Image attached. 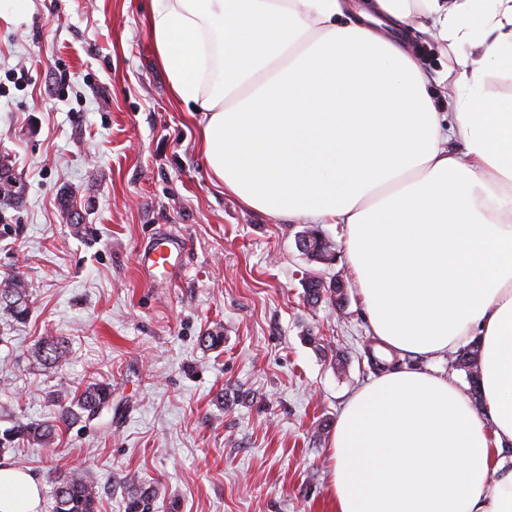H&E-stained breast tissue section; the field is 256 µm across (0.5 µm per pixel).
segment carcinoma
I'll use <instances>...</instances> for the list:
<instances>
[{
	"label": "carcinoma",
	"instance_id": "1",
	"mask_svg": "<svg viewBox=\"0 0 512 512\" xmlns=\"http://www.w3.org/2000/svg\"><path fill=\"white\" fill-rule=\"evenodd\" d=\"M0 183L6 185L3 195L12 198L19 193L20 187L16 178L10 173L8 165L2 163H0ZM312 234L315 251L309 254L308 258L319 263L333 261L335 253L329 238L318 228L312 229ZM336 283L338 280L327 282L318 274L305 277L304 288L307 302L317 305L328 300L336 307H342L343 289L336 287ZM0 313L17 322L28 318L30 313L29 293L20 282L5 280L0 283ZM33 355L59 367L66 362L67 350L59 338L44 336L35 345ZM479 359V348L476 346L455 352L454 365L466 371L474 391L477 390ZM110 398H112V391L109 387L95 383L90 384L68 404L64 403L60 397L55 400L58 407L55 423H26L18 426L15 434L32 444L49 446L53 444L56 429L76 421L92 419L99 408L108 405ZM97 488L96 478L83 469L73 467L56 471L54 512H96ZM154 496L155 491L138 481L130 480L127 486L128 512H150Z\"/></svg>",
	"mask_w": 512,
	"mask_h": 512
}]
</instances>
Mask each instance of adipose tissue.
Wrapping results in <instances>:
<instances>
[{"label":"adipose tissue","instance_id":"ef3b65f1","mask_svg":"<svg viewBox=\"0 0 512 512\" xmlns=\"http://www.w3.org/2000/svg\"><path fill=\"white\" fill-rule=\"evenodd\" d=\"M458 57L439 109L379 35L416 18ZM173 97L201 114L211 181L271 217L345 228L368 332L422 360L354 390L329 444L333 512H512V0H151ZM478 342L480 402L437 363ZM42 485L0 461V512Z\"/></svg>","mask_w":512,"mask_h":512}]
</instances>
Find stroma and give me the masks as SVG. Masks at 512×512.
Listing matches in <instances>:
<instances>
[{"instance_id": "1", "label": "stroma", "mask_w": 512, "mask_h": 512, "mask_svg": "<svg viewBox=\"0 0 512 512\" xmlns=\"http://www.w3.org/2000/svg\"><path fill=\"white\" fill-rule=\"evenodd\" d=\"M149 9L0 0V158L25 188L0 199V281L31 299L27 321L0 315V435L53 421L57 395L112 391L109 413L5 458L38 477L42 512L56 469L76 466L96 475L99 512H126L130 478L157 487L154 512H332L329 427L375 374L344 227H323L335 262L310 261L296 247L305 220L258 213L210 181L197 123L153 61ZM409 46L434 93L471 51L423 28ZM72 208L91 234H75ZM163 229L189 250L184 272L154 286L135 255ZM310 272L344 282L343 309L307 303ZM48 333L67 365L33 357ZM211 333L218 347L201 344Z\"/></svg>"}]
</instances>
